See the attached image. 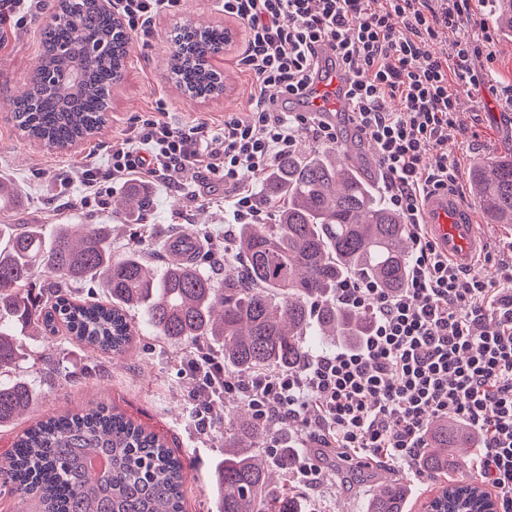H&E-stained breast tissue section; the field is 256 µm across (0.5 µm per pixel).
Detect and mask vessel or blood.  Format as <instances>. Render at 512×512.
I'll list each match as a JSON object with an SVG mask.
<instances>
[{"label": "vessel or blood", "mask_w": 512, "mask_h": 512, "mask_svg": "<svg viewBox=\"0 0 512 512\" xmlns=\"http://www.w3.org/2000/svg\"><path fill=\"white\" fill-rule=\"evenodd\" d=\"M344 85L335 73H327L316 92L304 98L301 111L320 112L327 119H335L343 111ZM424 217L427 227L447 253L450 260L464 268L473 267L483 246L472 221L470 209L464 204L455 187L429 193L424 201Z\"/></svg>", "instance_id": "b4317fda"}]
</instances>
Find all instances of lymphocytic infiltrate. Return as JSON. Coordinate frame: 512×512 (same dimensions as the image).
I'll list each match as a JSON object with an SVG mask.
<instances>
[{"label":"lymphocytic infiltrate","mask_w":512,"mask_h":512,"mask_svg":"<svg viewBox=\"0 0 512 512\" xmlns=\"http://www.w3.org/2000/svg\"><path fill=\"white\" fill-rule=\"evenodd\" d=\"M182 0H113L131 35L147 38L157 17ZM245 31L239 69L251 81L240 112L221 131L203 119L175 125L167 106L135 116L112 141L111 165L86 161L66 171L83 204L100 202L105 182L153 183L181 191L224 186L234 223L271 217L257 200L278 159L311 139L337 140L318 112L291 111V98L324 69L340 70L347 91L345 123L369 138L386 205L409 226L414 245L407 283L389 291L355 275L342 280L337 306L369 313L372 328L355 347L310 356L302 369L242 375L210 353L191 354L192 417L200 428L217 418L218 394L234 393L267 429L298 430L292 478L315 488L319 465L308 444L346 460L412 466L425 446L426 422L449 416L476 436L470 467L512 512V259L495 278L459 269L428 234L423 203L430 189L457 183L445 133L458 120L456 88L488 74L492 37L469 24L471 0H217ZM439 152L435 168L426 157ZM249 172L251 182L239 179Z\"/></svg>","instance_id":"f902f5d3"}]
</instances>
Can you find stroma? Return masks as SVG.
I'll list each match as a JSON object with an SVG mask.
<instances>
[{"mask_svg":"<svg viewBox=\"0 0 512 512\" xmlns=\"http://www.w3.org/2000/svg\"><path fill=\"white\" fill-rule=\"evenodd\" d=\"M490 11V0H472L473 27L492 34V59L487 67L493 79L461 88V122L448 129V155L459 163L457 187L473 212L484 240L483 252L491 257L512 242V224L487 223L469 172L476 162L512 150V105L502 98L503 89L512 86V37L493 31ZM45 21V16L34 17L0 47V177L16 186L24 201L23 208L9 216V223L40 224L49 233L59 224H108L112 227V251L117 255L124 252L129 238L143 232L149 243L148 264L157 272L169 260L168 242L184 232L208 234L213 240L211 250H221L223 186L211 190V198L206 201L151 185L143 191L149 200L145 210L118 215L113 204L125 193V186L109 190L104 205L87 208L81 203L80 184L61 182L66 170L87 158L101 170H108L113 137L155 100L166 102V119L173 124L202 118L218 129L224 125L225 113L239 111L245 105L251 83L237 66L240 51L236 48L213 61L230 84L224 95L192 99L170 81L171 30L187 21L224 25V15L217 10L215 0H183L178 13L155 21L148 40H133L124 78L110 94L108 126L65 151L50 150L23 137L11 122L7 107L10 98L21 94L38 65L39 32ZM18 342L25 356L13 375L29 381L40 398L33 411L0 427V457L9 454L16 436L36 421L102 402L116 406L177 449L188 470L184 487L187 512H216L210 494V471L224 454V431L216 425L205 431L197 429L189 416L195 390L194 381L183 371L189 347L171 344L147 329L121 357L91 351L71 340L63 329L47 336H22ZM390 480L406 483L411 489L409 512H422L428 496L439 488L438 481L417 466L370 468L355 460L334 458L323 463L317 488L303 490L306 512H366L367 502L383 482Z\"/></svg>","mask_w":512,"mask_h":512,"instance_id":"35a3bbf8","label":"stroma"}]
</instances>
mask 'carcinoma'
<instances>
[{
	"label": "carcinoma",
	"mask_w": 512,
	"mask_h": 512,
	"mask_svg": "<svg viewBox=\"0 0 512 512\" xmlns=\"http://www.w3.org/2000/svg\"><path fill=\"white\" fill-rule=\"evenodd\" d=\"M495 2L494 24L511 36L512 0ZM131 40L96 0H59L41 32L40 64L11 99L17 128L56 150L100 130ZM226 41L222 26L174 27L171 82L193 99L224 93V75L204 62ZM469 179L489 223L512 224V151L474 164ZM262 191L273 222L241 226L233 251L242 271L222 283L195 264L171 262L161 276L152 274L142 239L112 254L108 224H60L51 237L38 224H0V377L18 363L13 337L41 336L55 318L71 338L113 355L125 353L143 325L175 344L209 340L224 364L250 375L298 370L315 345L366 335L369 314L336 306V287L351 275L389 290L404 287L407 225L329 148L280 159ZM20 203L17 189L0 182V214ZM87 280L102 283L109 300L69 301L65 287ZM134 311L143 320H134ZM36 401L29 382L0 381V426ZM268 437L247 409L224 419V460L212 476L219 512H304L298 493L270 490L273 471L291 458H272ZM472 447L469 430L438 419L427 426L420 464L435 478L461 462L459 449ZM187 477L165 440L102 404L36 422L0 463V482L22 499L36 497L42 512H183ZM477 490L458 477L441 491L446 512H483ZM408 502L407 486L388 481L367 512H406Z\"/></svg>",
	"instance_id": "obj_1"
}]
</instances>
